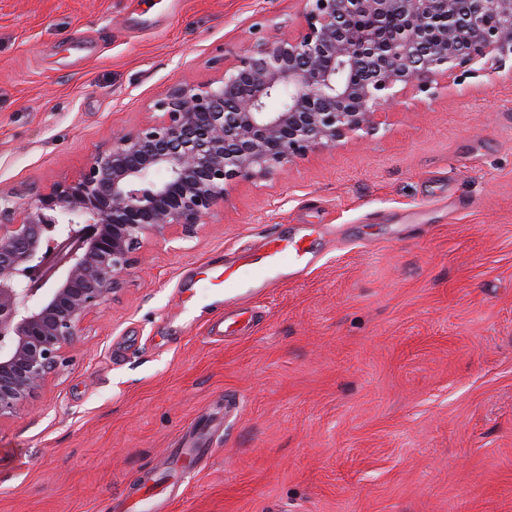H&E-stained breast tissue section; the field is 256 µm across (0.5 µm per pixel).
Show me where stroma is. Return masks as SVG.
I'll return each mask as SVG.
<instances>
[{
    "label": "stroma",
    "instance_id": "1",
    "mask_svg": "<svg viewBox=\"0 0 512 512\" xmlns=\"http://www.w3.org/2000/svg\"><path fill=\"white\" fill-rule=\"evenodd\" d=\"M302 0H0V192L74 178L174 82L300 29ZM234 187L150 240L31 408L0 424V512H122L189 429L169 512H512V69ZM310 236L297 279L213 301L205 266ZM224 322V339L211 327ZM238 407L210 427L227 399Z\"/></svg>",
    "mask_w": 512,
    "mask_h": 512
}]
</instances>
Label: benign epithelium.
Segmentation results:
<instances>
[{"label":"benign epithelium","instance_id":"obj_1","mask_svg":"<svg viewBox=\"0 0 512 512\" xmlns=\"http://www.w3.org/2000/svg\"><path fill=\"white\" fill-rule=\"evenodd\" d=\"M302 2L297 33L220 54L218 78L174 84L73 179L23 203L0 193V423L67 363L148 241L193 238L231 187L374 135L401 89L434 97L488 56L512 61V0Z\"/></svg>","mask_w":512,"mask_h":512}]
</instances>
